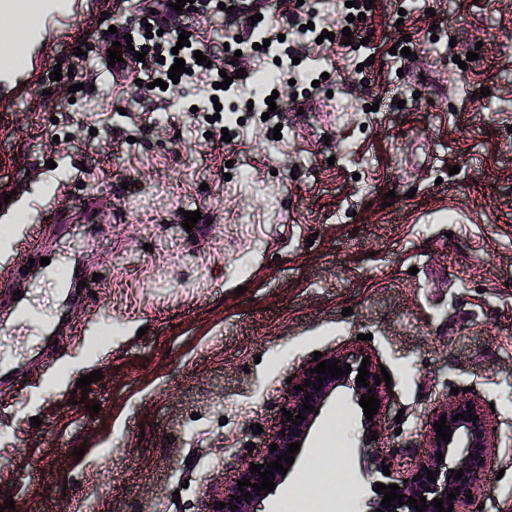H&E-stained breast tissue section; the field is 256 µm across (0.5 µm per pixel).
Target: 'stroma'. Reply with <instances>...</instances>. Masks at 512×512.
Segmentation results:
<instances>
[{"mask_svg":"<svg viewBox=\"0 0 512 512\" xmlns=\"http://www.w3.org/2000/svg\"><path fill=\"white\" fill-rule=\"evenodd\" d=\"M71 2L0 68V231L20 213L44 231L0 258V363L16 372L0 385V502L200 512L207 473L261 457L289 377L315 352L360 349L392 378L380 444L401 469L453 388L494 406L479 504L512 512V0H374L356 24L367 44L293 37L242 55L283 77L278 140L261 97L216 93L210 122L190 111L212 98L205 83L157 107L139 63L113 82L109 26L137 28L145 0ZM175 18L223 62V11ZM61 64L72 76L51 80ZM43 257L87 277L75 311L41 280ZM14 289L37 319L19 322ZM357 427L349 397L331 403L265 512H292L304 489L357 512ZM330 444L345 480L325 473Z\"/></svg>","mask_w":512,"mask_h":512,"instance_id":"obj_1","label":"stroma"}]
</instances>
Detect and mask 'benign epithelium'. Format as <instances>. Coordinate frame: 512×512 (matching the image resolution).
<instances>
[{
	"label": "benign epithelium",
	"mask_w": 512,
	"mask_h": 512,
	"mask_svg": "<svg viewBox=\"0 0 512 512\" xmlns=\"http://www.w3.org/2000/svg\"><path fill=\"white\" fill-rule=\"evenodd\" d=\"M365 353H344L331 352L324 356L325 360L339 361V365H351V373L343 374L341 377H330L322 375L323 386L316 389L315 386H304L305 380L317 382L316 375L308 372L304 368L296 378L295 384L303 386V390H291L288 394V401L285 405L286 410L293 415H302L306 420L295 426L291 422H284L278 425L273 434L268 439V443L278 445L276 451L265 452L261 461L273 462L277 456L285 454L288 444L301 443L300 450L309 447V442L313 431L318 425L321 414L325 406L336 398V395L343 390L351 391L354 404H359L361 395L371 392L380 402H385V391L383 386L375 384L374 376L378 375L376 367L372 364L367 366L370 377L366 382L370 387L356 386V376L358 368L361 365ZM309 402L318 410V413H312L303 410V402ZM474 407L473 414L479 416V420L473 422L469 419L452 420V416L466 410V406ZM447 417L446 425L451 428V441L447 442L436 437L435 428H430L426 435V455L421 458L415 467L403 472L391 466V456L387 451L379 446V442L371 439V432L379 430V415H374L373 420L368 421L365 415H360L359 431L356 437V448L362 461L361 477L365 484V508L360 512H377L381 507V500L384 494H378L374 491L375 483L380 482L385 485L396 484L400 487L397 491L399 495L405 497L420 499V496L426 497L428 505L425 512H438L434 506L430 505L433 499L443 500V506H454L452 512H468V508L484 494L483 475L489 463L492 450L496 447L495 436L489 427V422L485 411L480 402L475 398H460L447 402L436 411L433 421H439L440 417ZM443 453L444 461L437 462L436 453ZM389 464L391 475L386 476L382 473V463ZM434 472V480L425 478L427 471ZM463 471L461 479H454V473ZM248 479L252 483L260 484L262 479L256 473H251L250 464L244 463L238 469L234 479L230 482H224V477L220 475H210L204 480L202 490L200 512H259L257 505L266 499L264 492L253 493L250 486L244 487V491L252 493V498L244 500L242 492L238 491L237 481ZM456 492V499L448 500L447 494ZM225 503L224 508H215L214 502ZM235 509H230V506Z\"/></svg>",
	"instance_id": "1"
}]
</instances>
